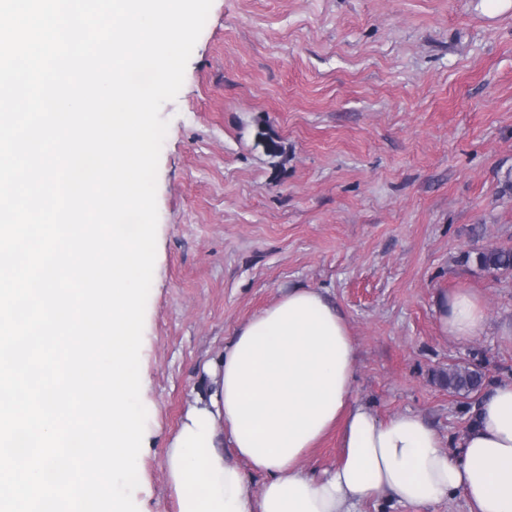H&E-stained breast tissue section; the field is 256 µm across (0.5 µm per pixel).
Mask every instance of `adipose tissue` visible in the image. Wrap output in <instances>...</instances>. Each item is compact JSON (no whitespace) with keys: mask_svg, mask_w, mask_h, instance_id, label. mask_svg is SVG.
<instances>
[{"mask_svg":"<svg viewBox=\"0 0 512 512\" xmlns=\"http://www.w3.org/2000/svg\"><path fill=\"white\" fill-rule=\"evenodd\" d=\"M438 321L447 336L481 335L480 297L443 293ZM356 353L345 317L315 288L289 289L241 326L165 450L177 512H357L381 496L426 506L457 492L472 512H512V381L475 407L458 459L421 416L383 420L356 399ZM335 427L339 463L310 475L302 459ZM256 474L266 480L255 499Z\"/></svg>","mask_w":512,"mask_h":512,"instance_id":"adipose-tissue-1","label":"adipose tissue"}]
</instances>
